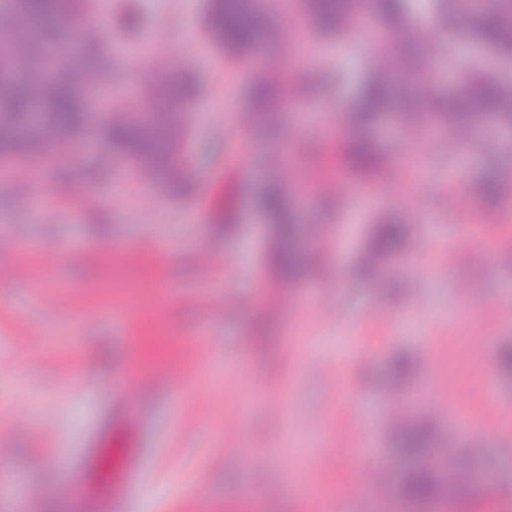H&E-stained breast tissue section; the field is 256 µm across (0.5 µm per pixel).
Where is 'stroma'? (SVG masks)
I'll list each match as a JSON object with an SVG mask.
<instances>
[{
    "label": "stroma",
    "mask_w": 512,
    "mask_h": 512,
    "mask_svg": "<svg viewBox=\"0 0 512 512\" xmlns=\"http://www.w3.org/2000/svg\"><path fill=\"white\" fill-rule=\"evenodd\" d=\"M206 5L96 0L125 111L157 74L185 67L204 84L187 120L193 195L130 181L80 139L36 171L0 161V512H88L98 431L151 460L110 512H317V496L349 512H512V373L496 360L512 341V141L382 129L383 152L420 159L416 192L401 175L349 184L337 120L372 40L314 39L298 0H276L258 51L298 105L265 128L247 117L251 71L203 37ZM473 26L458 22L444 90L481 59ZM275 177L302 187L324 235L321 269L295 285L264 263L271 225L254 198ZM382 216L411 228L390 262L396 296L357 273ZM402 354L414 406L391 394ZM399 420L454 439L479 482L408 504Z\"/></svg>",
    "instance_id": "35a3bbf8"
}]
</instances>
